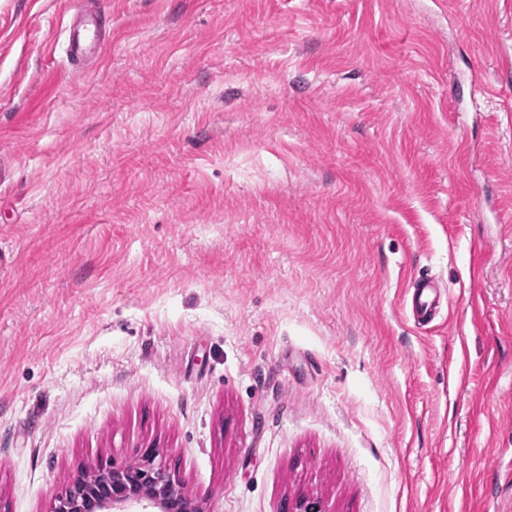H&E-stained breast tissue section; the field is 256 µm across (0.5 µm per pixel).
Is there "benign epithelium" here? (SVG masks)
Wrapping results in <instances>:
<instances>
[{
  "label": "benign epithelium",
  "instance_id": "obj_1",
  "mask_svg": "<svg viewBox=\"0 0 512 512\" xmlns=\"http://www.w3.org/2000/svg\"><path fill=\"white\" fill-rule=\"evenodd\" d=\"M148 450L135 469H98L75 479L53 512H200L196 503L180 489L178 481L155 464Z\"/></svg>",
  "mask_w": 512,
  "mask_h": 512
}]
</instances>
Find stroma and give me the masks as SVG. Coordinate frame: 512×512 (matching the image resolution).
Masks as SVG:
<instances>
[{"label": "stroma", "mask_w": 512, "mask_h": 512, "mask_svg": "<svg viewBox=\"0 0 512 512\" xmlns=\"http://www.w3.org/2000/svg\"><path fill=\"white\" fill-rule=\"evenodd\" d=\"M100 2L0 0V512H512V0ZM110 27V18L96 7L83 8L72 18L67 36V57L77 66H84L102 51ZM413 293L410 299V306L414 320L419 325H427L436 314L435 292L432 280L428 278L416 279L412 286ZM149 449L136 469H98L75 479L53 512H200ZM140 507L142 510H129Z\"/></svg>", "instance_id": "stroma-1"}]
</instances>
